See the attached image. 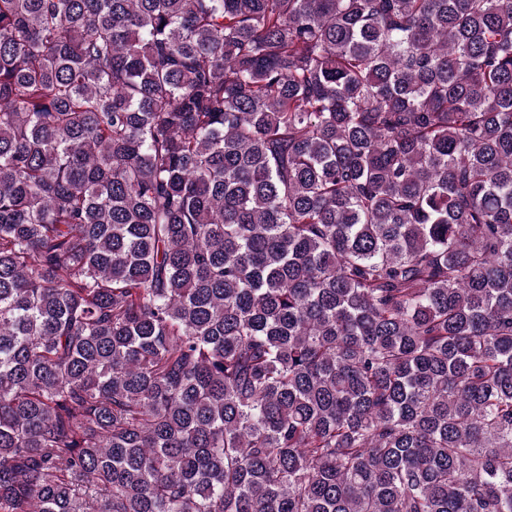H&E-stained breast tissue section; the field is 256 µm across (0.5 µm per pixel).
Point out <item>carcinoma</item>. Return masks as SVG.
I'll list each match as a JSON object with an SVG mask.
<instances>
[{"label":"carcinoma","mask_w":512,"mask_h":512,"mask_svg":"<svg viewBox=\"0 0 512 512\" xmlns=\"http://www.w3.org/2000/svg\"><path fill=\"white\" fill-rule=\"evenodd\" d=\"M0 512H512V0H0Z\"/></svg>","instance_id":"cac0c4a2"}]
</instances>
